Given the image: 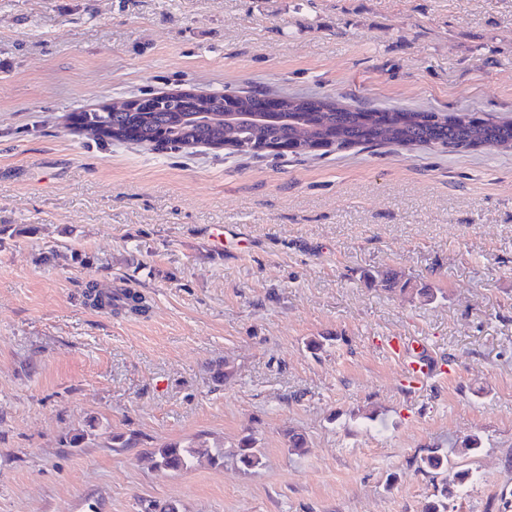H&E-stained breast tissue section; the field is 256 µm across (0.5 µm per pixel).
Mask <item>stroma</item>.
<instances>
[{
    "label": "stroma",
    "instance_id": "obj_1",
    "mask_svg": "<svg viewBox=\"0 0 512 512\" xmlns=\"http://www.w3.org/2000/svg\"><path fill=\"white\" fill-rule=\"evenodd\" d=\"M179 90L512 119V0H0V512H425L435 449L474 477L454 512H512V151L253 159L68 125ZM90 281L149 309L90 307ZM393 336L440 376L405 386ZM195 438L223 464L153 468ZM256 440L251 434L244 436L237 446V461L245 469H251L260 464L259 450L255 446Z\"/></svg>",
    "mask_w": 512,
    "mask_h": 512
}]
</instances>
